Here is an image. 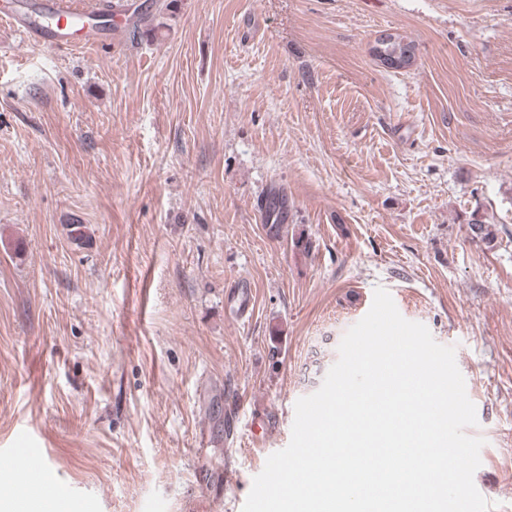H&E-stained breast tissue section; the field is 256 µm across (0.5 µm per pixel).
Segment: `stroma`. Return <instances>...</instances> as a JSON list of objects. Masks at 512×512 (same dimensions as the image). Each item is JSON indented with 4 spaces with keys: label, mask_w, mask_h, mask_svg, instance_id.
Instances as JSON below:
<instances>
[{
    "label": "stroma",
    "mask_w": 512,
    "mask_h": 512,
    "mask_svg": "<svg viewBox=\"0 0 512 512\" xmlns=\"http://www.w3.org/2000/svg\"><path fill=\"white\" fill-rule=\"evenodd\" d=\"M129 2L159 28L91 49L0 23V454L71 512H242L380 286L454 347L512 512V0Z\"/></svg>",
    "instance_id": "35a3bbf8"
}]
</instances>
